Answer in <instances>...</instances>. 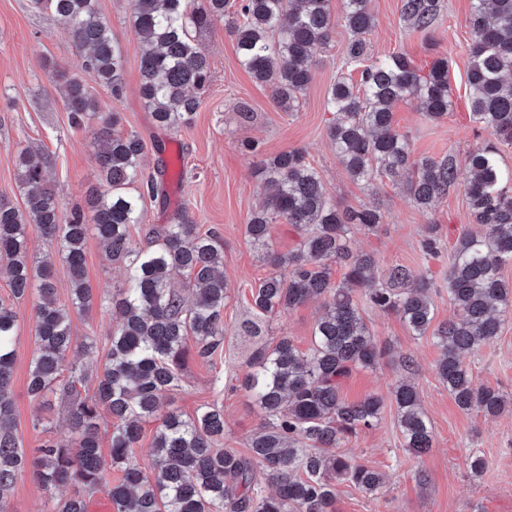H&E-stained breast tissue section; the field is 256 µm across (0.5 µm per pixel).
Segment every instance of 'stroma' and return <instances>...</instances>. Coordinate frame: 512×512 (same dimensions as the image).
I'll return each instance as SVG.
<instances>
[{"label": "stroma", "instance_id": "35a3bbf8", "mask_svg": "<svg viewBox=\"0 0 512 512\" xmlns=\"http://www.w3.org/2000/svg\"><path fill=\"white\" fill-rule=\"evenodd\" d=\"M470 4L471 0H442L435 32L427 39L402 21L401 0H370L376 25L367 37L375 59L401 51L415 67L425 69L436 58H447L453 100L448 116L436 122L427 119L415 98L397 103L394 116L399 130L408 135L415 157L454 155L462 179L467 176L469 152L489 138L468 114L467 48L474 39L468 23ZM98 5L126 59L125 89L118 98L93 73L83 71L85 49L51 11L33 8L31 0H0V198L23 207L25 191L16 179L15 157L27 147L42 151L52 161L47 177L57 191L61 217H68L75 204L83 203L99 181L94 146L100 124L93 121L80 130L70 128L65 88L50 75L55 65L80 75L101 115L118 114V132L142 138L146 174L156 171L157 145L176 143L185 178L182 184L169 185L166 203L145 200L143 220L131 227V237L138 246H148L157 231L175 223L180 214H188L201 231L217 232L223 239L229 293L224 303L222 355L210 362L188 360L181 386L168 398L167 409L192 418L204 406L222 407L225 448L246 451L251 436L266 421L242 387L252 351L283 336L302 350L311 345L314 324L322 313L317 300L288 314L260 319L258 335H247L242 329L251 317L253 289L271 272L262 252L245 234L251 211L266 193L257 174L261 158L300 150L337 206L377 208L382 215L378 230L369 233L351 227V249L374 254L381 278L395 265L431 275L434 321H448L453 314L448 303V265L458 240L472 227L468 200L458 187L422 210L401 185L387 180L369 185L349 176L327 136L334 119L326 106L327 95L342 72L343 51L351 38L344 26H336L328 47L313 59L312 79L295 112L278 111L270 88L256 83L240 66L236 42L223 22L193 30L194 39L209 55L211 83L201 93L191 122L167 129L154 124L140 96V43L129 24L131 0H98ZM244 103L251 109L246 116L240 112ZM248 140L257 142V156L243 153L241 145ZM432 224L441 246L434 257L420 246ZM85 267L97 297H107L124 281L121 264L107 259L103 244L93 234L86 241ZM37 301L32 295L15 306L14 422L26 449L36 447L47 435L63 445L70 440L66 403L52 396L40 406L26 392L36 351ZM360 312L375 341L388 346L390 353L375 368L353 370L343 383V396L356 401L371 393L385 395L397 380L408 378L415 383L431 421L433 439L425 455H412L404 446L397 407L387 404L375 427L360 432L341 449L342 454L383 472L386 483L374 495L347 482L337 483L336 512H512V410L496 417L461 411L436 374L439 351L431 336L414 335L397 314L368 303H361ZM71 320L69 360L104 363L110 349L109 315L96 305L72 313ZM89 346L94 349L90 355L85 352ZM406 355L414 359L408 372L401 366ZM466 361L480 382L512 397V318L505 320L492 344ZM474 449L488 461L487 469L477 476L467 466ZM420 471L425 474L421 480L416 477Z\"/></svg>", "mask_w": 512, "mask_h": 512}]
</instances>
